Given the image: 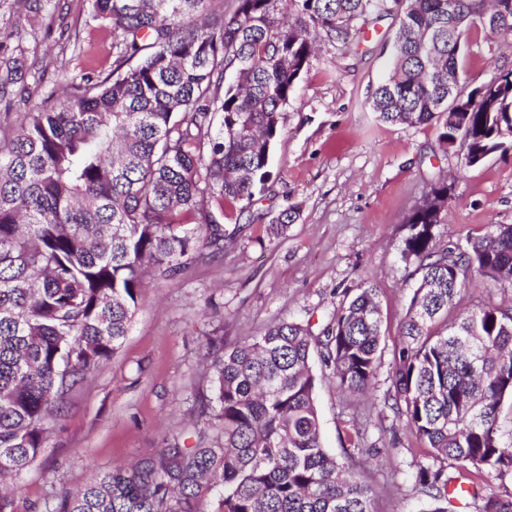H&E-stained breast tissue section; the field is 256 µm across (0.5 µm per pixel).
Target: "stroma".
Returning a JSON list of instances; mask_svg holds the SVG:
<instances>
[{
    "mask_svg": "<svg viewBox=\"0 0 512 512\" xmlns=\"http://www.w3.org/2000/svg\"><path fill=\"white\" fill-rule=\"evenodd\" d=\"M397 28V17L385 14L348 40L319 38L283 113L272 178L255 193L251 219L240 218V203L225 202L224 252L153 281L118 353L72 395L18 479L17 512H50L95 471L165 446L209 391L202 366L208 338L242 342L278 320L305 319L318 329L344 293L372 284L386 344L394 346L416 286L402 241L431 184L452 186L439 242L512 224V151L466 167L443 151L435 127L377 120L370 99L392 71ZM470 41L469 82L512 69V37L478 29ZM112 62V32L92 19L88 0H0V65L21 76L0 99V134H11L18 113L58 94L61 73L102 78ZM291 205L297 218L287 234L270 236L269 224ZM390 385L386 365L366 395L347 397L332 382L320 384L323 444L343 457L351 422L363 424L366 447L390 451L365 465L378 512H420L425 497L411 474L426 448L385 407Z\"/></svg>",
    "mask_w": 512,
    "mask_h": 512,
    "instance_id": "stroma-1",
    "label": "stroma"
}]
</instances>
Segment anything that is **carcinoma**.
<instances>
[{
	"label": "carcinoma",
	"mask_w": 512,
	"mask_h": 512,
	"mask_svg": "<svg viewBox=\"0 0 512 512\" xmlns=\"http://www.w3.org/2000/svg\"><path fill=\"white\" fill-rule=\"evenodd\" d=\"M453 7H448V2ZM112 29L106 77L62 75L66 96L17 118L0 140V512L7 480L44 447L70 396L121 348L151 273L224 251V205L272 177L286 106L316 35L347 40L374 9L399 15L393 75L371 108L394 125H433L466 167L512 150V70L463 82L458 41L512 35V0H90ZM232 78L226 79V73ZM452 186L438 181L408 220L401 257L417 280L393 351L388 398L427 447L412 474L448 512L474 472L512 479V306L448 312L473 276L512 283V224L441 248ZM198 210V222L183 213ZM295 207L269 225L286 235ZM379 291L344 294L319 335L280 321L232 346L208 340L204 427L128 465L95 472L54 512H375L364 432L339 460L322 445L313 353L343 392L365 393L382 365ZM194 443L187 444L188 439ZM512 512V494H472Z\"/></svg>",
	"instance_id": "obj_1"
}]
</instances>
